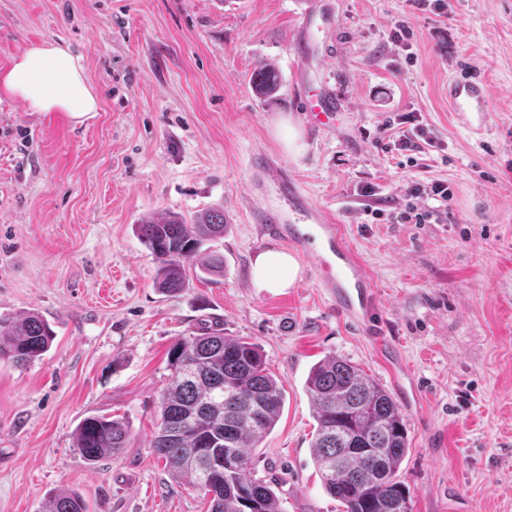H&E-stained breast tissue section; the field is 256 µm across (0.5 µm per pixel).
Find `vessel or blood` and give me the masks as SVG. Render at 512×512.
<instances>
[{
    "label": "vessel or blood",
    "mask_w": 512,
    "mask_h": 512,
    "mask_svg": "<svg viewBox=\"0 0 512 512\" xmlns=\"http://www.w3.org/2000/svg\"><path fill=\"white\" fill-rule=\"evenodd\" d=\"M490 91L487 82L475 73L456 75L448 83V104L468 130L479 132L486 125ZM340 100L335 89L323 87L318 102L301 106L308 125L324 129L326 117ZM256 187H272L276 204L253 208L261 235L294 246L314 262L317 281L337 311L357 324L369 322L375 307L371 277L347 244L339 225L328 223L324 211L297 184L294 176L275 167L265 156L251 158Z\"/></svg>",
    "instance_id": "1"
}]
</instances>
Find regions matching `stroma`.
I'll use <instances>...</instances> for the list:
<instances>
[{
  "instance_id": "obj_1",
  "label": "stroma",
  "mask_w": 512,
  "mask_h": 512,
  "mask_svg": "<svg viewBox=\"0 0 512 512\" xmlns=\"http://www.w3.org/2000/svg\"><path fill=\"white\" fill-rule=\"evenodd\" d=\"M309 10L334 26L304 42ZM43 41L79 57L99 109L77 124L0 95V314L35 310L55 332L34 363L0 362V512H42L60 489L87 512H208L150 438L170 346L211 321L257 344L283 389L253 451L283 512H340L314 463L305 386L329 355L404 414L411 512H512V0H447L441 12L414 0H0V70ZM269 63L280 75L270 99L251 81ZM464 67L490 88L478 134L448 108ZM325 83L342 105L312 131L300 97ZM407 113L424 135L400 151ZM259 148L344 225L392 352L333 309L310 260L285 292L251 287L252 257L281 246L242 202ZM436 180L447 209L401 221L426 205L413 186ZM211 208L224 212L209 243L223 277L163 294L138 224ZM89 415L125 418L129 447L87 464L74 435Z\"/></svg>"
}]
</instances>
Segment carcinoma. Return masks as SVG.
<instances>
[{
	"label": "carcinoma",
	"instance_id": "cac0c4a2",
	"mask_svg": "<svg viewBox=\"0 0 512 512\" xmlns=\"http://www.w3.org/2000/svg\"><path fill=\"white\" fill-rule=\"evenodd\" d=\"M277 70L253 77L255 93L272 97ZM139 237L158 259L156 287L177 294L190 268L224 276V255L204 245L224 235V210L191 223L167 215L138 225ZM50 324L36 311L0 315V361L29 365L53 342ZM170 381L159 398L150 439L157 459L174 478H188L207 493L210 512H282L278 484L258 475L252 449L274 428L284 393L259 347L222 329L201 328L168 351ZM306 389L317 422L311 444L324 490L343 512H411L397 472L407 451L404 416L388 391L349 361L328 356L314 364ZM75 448L89 464L120 454L131 439L119 417L90 415L76 429ZM43 512H87L75 491L53 494Z\"/></svg>",
	"mask_w": 512,
	"mask_h": 512
}]
</instances>
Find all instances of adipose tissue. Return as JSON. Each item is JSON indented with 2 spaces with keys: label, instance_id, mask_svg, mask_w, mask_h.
Returning a JSON list of instances; mask_svg holds the SVG:
<instances>
[{
  "label": "adipose tissue",
  "instance_id": "ef3b65f1",
  "mask_svg": "<svg viewBox=\"0 0 512 512\" xmlns=\"http://www.w3.org/2000/svg\"><path fill=\"white\" fill-rule=\"evenodd\" d=\"M0 93L15 97L36 112H64L76 121L98 108V98L80 61L63 45L45 41L31 45L0 70ZM300 264L284 250L257 253L250 282L256 292L276 293L292 287Z\"/></svg>",
  "mask_w": 512,
  "mask_h": 512
}]
</instances>
